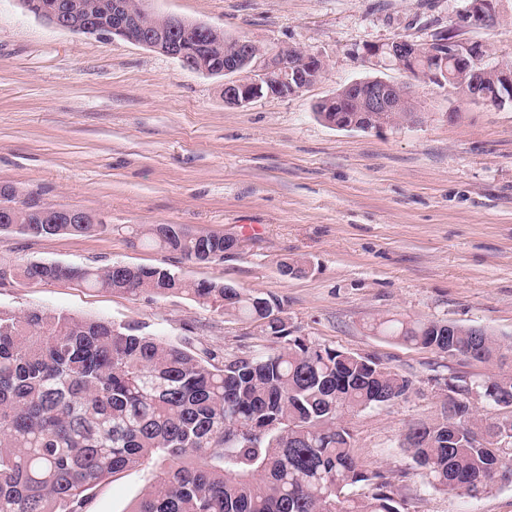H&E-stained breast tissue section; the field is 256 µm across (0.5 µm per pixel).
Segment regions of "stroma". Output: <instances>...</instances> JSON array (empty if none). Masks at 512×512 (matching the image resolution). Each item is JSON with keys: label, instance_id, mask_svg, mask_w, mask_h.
I'll use <instances>...</instances> for the list:
<instances>
[{"label": "stroma", "instance_id": "35a3bbf8", "mask_svg": "<svg viewBox=\"0 0 512 512\" xmlns=\"http://www.w3.org/2000/svg\"><path fill=\"white\" fill-rule=\"evenodd\" d=\"M464 0H154L160 14L223 28L264 48L321 55L324 77L292 97L224 103V80L122 39L76 36L0 0V184L39 190L48 205L106 214L112 232L29 237L0 233V261L162 266L270 295L310 341L379 360L409 376L401 401L348 417L357 458L400 475L409 512H512V486L472 498L431 488L399 441L435 422L452 374L479 364L386 340L373 319L442 320L512 342V104L472 103L407 73L420 118L385 132L338 130L317 101L374 76L365 45L425 42ZM491 59L512 60V0L492 28L462 30ZM179 224L241 242L218 265L134 245V225ZM308 271L285 277L281 260ZM0 308L57 310L231 358L264 338L251 320L182 295H129L67 283L0 288ZM141 474L102 483L89 512H124Z\"/></svg>", "mask_w": 512, "mask_h": 512}]
</instances>
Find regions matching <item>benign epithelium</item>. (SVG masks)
Instances as JSON below:
<instances>
[{"label": "benign epithelium", "instance_id": "benign-epithelium-1", "mask_svg": "<svg viewBox=\"0 0 512 512\" xmlns=\"http://www.w3.org/2000/svg\"><path fill=\"white\" fill-rule=\"evenodd\" d=\"M153 0H112L108 12L99 5L78 3L76 0H56L37 8L31 0H19V5L47 24L75 35L97 38H122L150 48L180 61L183 67L211 76L224 77V103L244 107L263 96L289 97L299 94L317 82L327 70L323 58L293 47L265 49L250 40L239 42L240 58L224 65L221 70L195 64L186 56L179 39L180 32L190 28L221 44L224 30L192 22L182 16H160L150 7ZM503 0H468L453 25L441 30L432 39L418 43L396 39L368 44L364 57L377 71L405 70L420 59H431L425 72L414 71L420 81L436 82L450 94H460L466 100L482 103L491 96L512 100V67L492 61L479 42L457 38L460 27L489 28L498 22ZM324 104L322 120L343 130L381 132L393 126L394 113L407 108L418 111V102L410 87L380 76L349 82L334 94L320 100ZM20 206L32 214L48 213L41 195L33 190L24 194L11 186L0 193V213L7 230L23 233L19 223L9 217Z\"/></svg>", "mask_w": 512, "mask_h": 512}]
</instances>
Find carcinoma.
Masks as SVG:
<instances>
[{
    "mask_svg": "<svg viewBox=\"0 0 512 512\" xmlns=\"http://www.w3.org/2000/svg\"><path fill=\"white\" fill-rule=\"evenodd\" d=\"M182 38L213 68L239 51L232 36L220 51L194 31ZM18 217L38 237L112 232L110 224H56L53 213ZM134 237L190 262H224L222 235L191 238L178 224H150ZM20 276L188 296L258 323L270 345L226 359L139 325L0 309V512H88L98 485L132 470L146 486L124 512H407L398 476L358 463L345 417L407 398L410 378L293 334L278 299L225 281L117 263L31 264ZM371 327L489 366L449 377L453 414L434 427L410 426L408 449L436 490L475 498L511 486L512 347L452 322L382 317ZM473 388L486 402L483 414ZM356 485L364 492L350 493Z\"/></svg>",
    "mask_w": 512,
    "mask_h": 512,
    "instance_id": "cac0c4a2",
    "label": "carcinoma"
}]
</instances>
